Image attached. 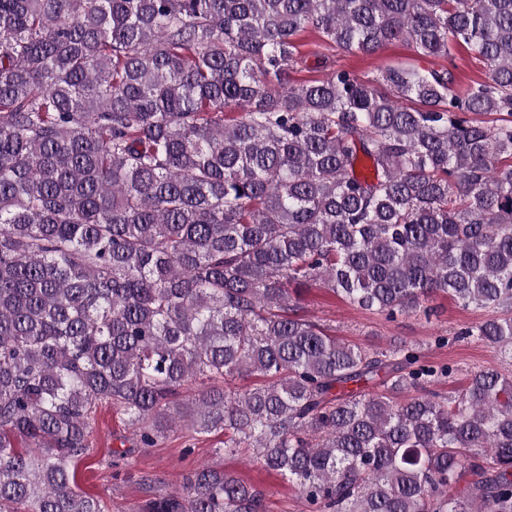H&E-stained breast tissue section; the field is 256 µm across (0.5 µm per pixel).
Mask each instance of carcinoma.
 I'll return each instance as SVG.
<instances>
[{
	"mask_svg": "<svg viewBox=\"0 0 512 512\" xmlns=\"http://www.w3.org/2000/svg\"><path fill=\"white\" fill-rule=\"evenodd\" d=\"M308 27L488 80L291 85ZM310 283L389 321L484 309L435 343L512 366V0H0V512H103L73 471L103 402L145 448L224 434L309 512H512V369L446 395L418 347L298 316ZM265 509L208 465L150 505Z\"/></svg>",
	"mask_w": 512,
	"mask_h": 512,
	"instance_id": "cac0c4a2",
	"label": "carcinoma"
}]
</instances>
